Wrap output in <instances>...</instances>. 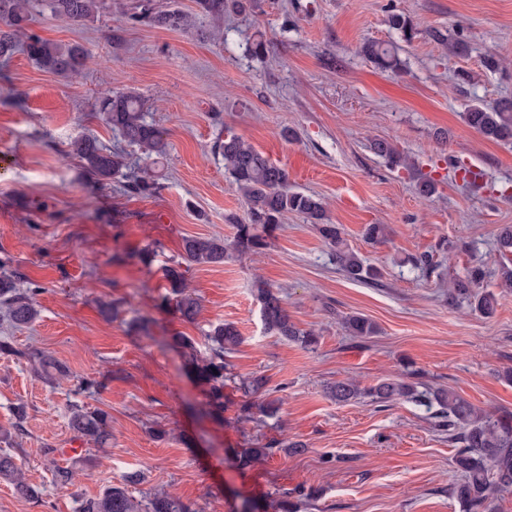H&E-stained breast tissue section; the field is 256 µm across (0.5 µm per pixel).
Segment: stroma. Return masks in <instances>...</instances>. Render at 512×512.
Returning <instances> with one entry per match:
<instances>
[{"label": "stroma", "instance_id": "obj_1", "mask_svg": "<svg viewBox=\"0 0 512 512\" xmlns=\"http://www.w3.org/2000/svg\"><path fill=\"white\" fill-rule=\"evenodd\" d=\"M136 0L72 24L34 6L29 34L82 45L89 60L63 77L25 52L0 59V262L40 288V314L0 336L17 349L36 347L66 363L73 376L55 383L27 360L0 354V431L25 403V434L0 438L40 492L33 502L0 481V512H76L78 498L98 495L130 473L139 491L167 492L193 512H240L263 499L278 512L283 493L304 489L300 512H460L451 488L461 478L458 448L425 409L404 401L378 408L370 398L336 403L332 383L367 388L416 371L475 407L512 410V288L500 285L498 235L512 225V144L482 138L464 120L473 101L512 98V0H252L223 16L194 15L191 31L130 21ZM409 16L405 40L388 23ZM462 32L467 56L455 57L438 35ZM265 55L250 50L256 39ZM397 44L401 72L376 67L365 43ZM134 91L147 118L166 133L168 154L152 163L94 113L105 89ZM235 133L286 169L290 189L321 198L347 246L380 276L366 284L339 270L332 247L307 218L289 215L261 254L193 265L189 289L201 300L197 324L183 323L162 297L165 267L180 259L186 236L233 239L247 205L213 151ZM91 135L121 151L132 167L156 176L158 194L131 197L120 183L100 185L68 157L71 140ZM385 139L412 161L390 168L369 148ZM480 168L479 182L465 179ZM436 192L419 193L423 179ZM369 224L386 228L365 239ZM153 249L151 264L140 248ZM427 254L429 268L412 257ZM473 266L485 270L480 292L496 299L493 315L449 305L448 285ZM280 291L298 328L316 348L268 334L256 281ZM119 299L118 319L102 301ZM361 314L376 336H349L343 319ZM234 324L243 341L226 355L223 420L212 418L203 386L189 374L173 336L208 350L210 325ZM263 375L284 390L274 418L238 419L241 385ZM104 381L79 392L77 380ZM106 410L112 445L85 451L74 487L53 482L50 449L71 438L72 405ZM272 456L242 468L239 453L270 439ZM306 450L289 453L288 443Z\"/></svg>", "mask_w": 512, "mask_h": 512}]
</instances>
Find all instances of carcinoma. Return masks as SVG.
<instances>
[{"label": "carcinoma", "mask_w": 512, "mask_h": 512, "mask_svg": "<svg viewBox=\"0 0 512 512\" xmlns=\"http://www.w3.org/2000/svg\"><path fill=\"white\" fill-rule=\"evenodd\" d=\"M45 6L57 17L78 22L93 18L111 8L106 0H44ZM199 7L220 15L231 6L242 9L241 0H197ZM33 0H0V57L11 56L18 46V36L31 20ZM137 12L131 14L134 21L171 29L194 28L192 16L175 8L160 9L151 0H140ZM392 29L406 39L413 38V21L400 13L388 19ZM28 57L40 68L73 76L86 64L88 55L78 44L62 45L31 35L25 44ZM364 53L384 70L397 71L402 63L396 47L391 43L374 42L364 47ZM96 113L100 119L118 132L127 142L138 145L147 157L162 159L167 155L168 143L164 131L146 118L142 97L135 91H112L101 93L97 98ZM467 124L483 138L502 143H512V100H501L494 105L475 102L465 112ZM215 152L224 158V172L232 178L246 200L247 224L236 225L234 239L226 243L219 236H190L182 239L181 258L189 264L220 265L229 256H248L261 252L269 245L280 224L292 213L304 215L321 237L332 247L336 265L348 278L356 281L373 280L377 272L366 266L363 259L349 250L343 243L338 225L329 222L323 201L312 195L288 189L286 170L273 163L243 138L228 134L215 141ZM371 149L385 158L394 167L407 164L408 157L386 140H375ZM68 155L77 157L85 172L100 183L116 176L125 178V191L130 195H153L160 183L152 177L128 168L123 154L112 151L97 139L80 136L69 144ZM484 272L475 267L462 277L454 279L448 286V304L468 303L472 309L490 316L495 310L493 294H480L474 288L482 280ZM167 282L164 303L175 307L180 319L188 324L196 323L200 302L195 294L187 290V283L180 266L165 268ZM22 276L16 271H0V307L8 320L16 327L32 324L38 317L36 296L39 288L21 287ZM255 295L260 303V312L266 332L293 341L306 349L314 348L318 336L311 331H302L291 320L279 292L264 282H258ZM349 335L366 339L377 333V326L367 317L350 315L344 319ZM209 342L208 353L200 356L193 338L178 335L174 343L182 349L190 373L206 387L208 413L216 419L224 418V354L242 343V336L231 323H219L205 332ZM24 357L41 378L52 381L69 375V367L46 351L30 349ZM245 392L264 396L261 404L245 400L239 406V416L250 419L253 409L265 417L277 416L283 397L277 390L268 388V379L255 375L244 382ZM331 397L338 403H347L367 396L375 403L387 404L398 399L413 403L433 413L437 426L448 432L450 439L460 444L453 458L454 467L462 473V480L451 489V495L459 504L460 512H495L497 495L512 490V411L500 409L483 412L457 393L434 390L409 377L385 379L373 387L362 389L352 379L338 380L330 387ZM112 417L101 408L85 405L72 406L68 417V428L73 438L85 441L95 448H108L112 444ZM279 446L271 440L262 448H250L240 456L239 463L249 465L252 460L266 457ZM82 468L77 464L53 468L54 482L62 487L75 485L81 477ZM0 479L8 482L16 495L36 501L39 493L27 482L21 468L8 452L0 453ZM140 482V475L132 473L123 478V483L106 488L95 498L80 500L78 512H192L189 505L170 494L145 493L140 498L132 496L127 485Z\"/></svg>", "instance_id": "obj_1"}]
</instances>
